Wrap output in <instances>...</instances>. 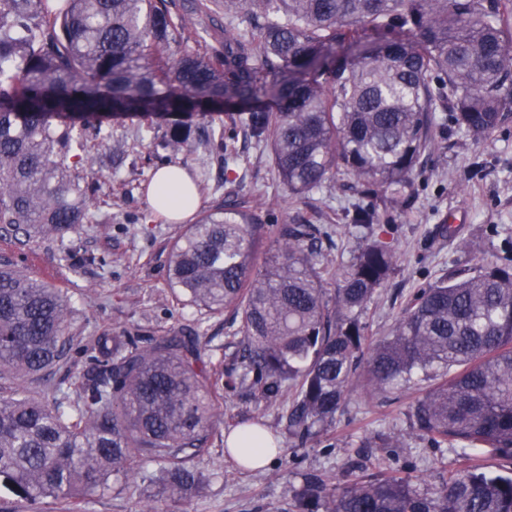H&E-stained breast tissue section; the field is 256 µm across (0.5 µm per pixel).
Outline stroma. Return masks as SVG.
Listing matches in <instances>:
<instances>
[{
	"instance_id": "1",
	"label": "stroma",
	"mask_w": 512,
	"mask_h": 512,
	"mask_svg": "<svg viewBox=\"0 0 512 512\" xmlns=\"http://www.w3.org/2000/svg\"><path fill=\"white\" fill-rule=\"evenodd\" d=\"M174 2L186 22L182 49L195 50L202 32L209 33L211 44L223 41L228 20L222 0H212L206 12L197 10V0ZM186 124L192 150L167 154L161 143L170 134V122H114L111 142L92 149L87 163L112 175L111 183L92 199L99 223L30 243L0 230V262H13L33 278L63 289L74 309L69 332L77 338L109 330L144 342L175 330L189 333L201 324L203 342L222 371L238 349L230 319L178 304L170 285V248L179 226L157 215L146 199L159 155L191 173L199 185L200 209L223 204L230 190L238 189L261 203L268 221L325 225L331 239L322 248L343 261L358 246L353 212L367 200L342 178L311 194L308 203L296 202L274 173L263 143L238 133L228 145L233 162L221 165L202 136L203 120L194 116ZM445 224L452 225L453 234L441 233ZM385 238L397 249L398 266L363 316L370 334L378 338L387 336L415 291L462 263L468 252L492 257L512 238V118L479 141L446 126L422 160L412 197L389 210ZM89 366L88 353L72 349L45 377L29 382L28 390L35 398L52 400L56 388H68L71 377ZM423 392L418 385L370 399L356 390L337 412L330 431L301 446L288 436L287 399L259 405L241 391L221 389L215 408L222 422L210 437L208 451L196 461L202 475L196 493L178 499L159 494L154 485L118 481L110 491L93 496L82 512H140L147 504L153 512H293L292 491L305 476L316 474L344 486L356 478L360 466L371 474L415 470L423 473L425 488H434L441 469L454 468L457 462L446 448L434 447L412 431L411 407ZM243 419L259 423L281 442V452L265 468L241 467L225 450L228 431ZM380 435L389 447H373Z\"/></svg>"
}]
</instances>
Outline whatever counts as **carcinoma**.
Masks as SVG:
<instances>
[{
  "label": "carcinoma",
  "mask_w": 512,
  "mask_h": 512,
  "mask_svg": "<svg viewBox=\"0 0 512 512\" xmlns=\"http://www.w3.org/2000/svg\"><path fill=\"white\" fill-rule=\"evenodd\" d=\"M242 30L224 46L177 51L182 17L171 0H0V224L29 237L96 223L88 193L86 132L112 140V120L196 113L219 162L236 126L214 120L233 104L269 149L288 193L306 202L338 172L374 202L357 214L365 240L333 269L315 224H267L248 196L199 213L175 238L169 275L178 301L227 314L242 348L227 371L258 403L291 395L288 430L318 437L362 382L372 398L419 376L413 428L465 461L438 486L391 472L345 486L306 480L303 512H512V259L477 258L417 290L390 333L363 321L398 265L379 229L404 202L445 113L476 140L512 114V0H224ZM370 33L350 58L336 49ZM164 147L190 150L173 129ZM60 289L0 263V486L32 503L74 506L148 481L182 498L201 475L195 459L217 424L203 330L148 347L104 332L84 346L94 367L79 403L27 394L23 380L53 368L75 345ZM276 441L240 439L243 465ZM488 457L508 466L492 471Z\"/></svg>",
  "instance_id": "cac0c4a2"
}]
</instances>
